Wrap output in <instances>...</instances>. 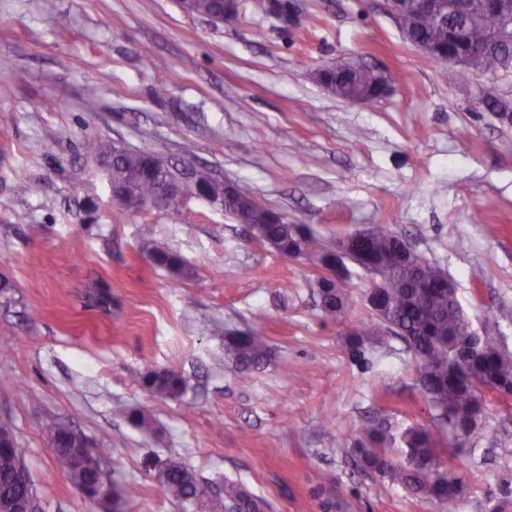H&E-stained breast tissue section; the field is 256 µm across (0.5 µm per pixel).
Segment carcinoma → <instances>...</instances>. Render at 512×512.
Segmentation results:
<instances>
[{
  "label": "carcinoma",
  "mask_w": 512,
  "mask_h": 512,
  "mask_svg": "<svg viewBox=\"0 0 512 512\" xmlns=\"http://www.w3.org/2000/svg\"><path fill=\"white\" fill-rule=\"evenodd\" d=\"M459 23L466 27L467 40L458 49L470 55L473 70L487 71L496 60L512 59V47L488 44L489 30L498 24L494 17L476 14L466 22L451 12L443 17L408 14L401 27L407 29V40H423L446 50L448 33ZM322 81L330 83V93L341 99L364 96L375 102L381 98L373 74L362 60L353 61L348 82L338 84L326 74ZM86 152L95 159L114 156L108 173L111 186H121L130 177H136L127 192L114 195V201L124 210L136 214L146 202L157 198L159 177L146 170L152 153L126 147L119 150L100 140L89 141ZM201 185L215 197L226 195L224 183L204 170L195 171L193 182L186 186V195L194 194ZM229 205L249 225L253 237L275 241L276 252L281 256L289 259L302 251L305 262L314 267L328 268L334 264L336 240L322 243L305 225L287 224L282 221V212L271 207L258 209L240 193L235 194ZM369 231V241L358 246L351 262L382 273L388 287L368 304L371 319L356 322V330L350 333L351 346L358 348L371 342L385 329L400 337L418 360V385L434 411L435 425L409 427L400 435L403 461L394 457L391 445L395 437L385 426L374 422L361 429L353 451L366 468L433 501L440 512H457L463 479L456 472L454 444L466 443L479 435L485 410L484 387L512 394V353L500 346L499 337L490 329L478 336V346L473 351L457 349L455 340L465 338L472 326L458 302L456 286L442 283L440 268L419 254L411 258L404 255V241L384 225L372 224ZM143 252L153 264L173 275L184 276L189 272L183 259L166 247L147 243ZM318 298L325 318L338 321L347 314L346 289L324 279L318 282ZM225 346L243 370L260 364L268 353L266 336L257 328L226 337ZM184 384L183 376L175 369L149 370L143 377L149 393L162 398L178 397ZM45 433L58 468L77 492L102 509L109 507V502L103 500L105 474L79 464V442L68 426L51 422L45 426ZM24 454L25 449L17 445L8 453L0 452V499L20 498L29 493L30 486L17 476V462ZM157 477L165 492L179 502L192 497L201 504L206 500L204 486L180 462L165 463ZM224 506L235 512H260L258 501L235 482H224Z\"/></svg>",
  "instance_id": "carcinoma-1"
}]
</instances>
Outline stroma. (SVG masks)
Here are the masks:
<instances>
[{"label": "stroma", "mask_w": 512, "mask_h": 512, "mask_svg": "<svg viewBox=\"0 0 512 512\" xmlns=\"http://www.w3.org/2000/svg\"><path fill=\"white\" fill-rule=\"evenodd\" d=\"M302 3L291 35L259 0H240L230 25L177 0H0V424L26 450L43 512H99L58 470L53 420L109 449L106 475L136 491L128 512H196L156 479L170 458L213 507L233 481L260 512H438L351 452L367 420L395 435L433 424L401 339L347 342L370 317V275L351 266L347 316L324 319L307 263L194 196L175 213L123 211L84 150L98 139L206 166L323 242L387 225L512 352V122L474 101L484 85L512 100V73L449 81L385 0ZM350 56L385 69L392 91L352 103L312 79ZM147 236L190 277L151 264ZM250 328L269 353L245 384L224 334ZM164 368L185 379L178 399L143 386ZM485 398L480 436L456 452L458 512L512 496V400ZM133 409L153 431L127 420Z\"/></svg>", "instance_id": "35a3bbf8"}]
</instances>
